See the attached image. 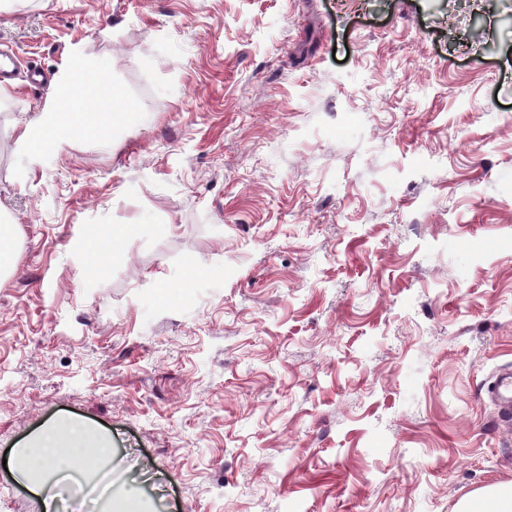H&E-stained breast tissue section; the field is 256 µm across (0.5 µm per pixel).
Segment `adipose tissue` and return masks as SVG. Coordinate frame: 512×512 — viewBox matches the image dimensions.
Returning a JSON list of instances; mask_svg holds the SVG:
<instances>
[{"mask_svg":"<svg viewBox=\"0 0 512 512\" xmlns=\"http://www.w3.org/2000/svg\"><path fill=\"white\" fill-rule=\"evenodd\" d=\"M87 71L75 68L68 72L65 82L72 91L68 111L53 106L44 112L38 126L25 127L18 137L20 147H29L40 133L48 131L57 139L83 133L82 113L89 104ZM112 459V443L97 438L82 423L59 419L48 425L27 447L18 449L8 463L13 478L42 497L45 512H54L64 471L79 477L98 475L101 467ZM454 512H512V487L490 484L462 498Z\"/></svg>","mask_w":512,"mask_h":512,"instance_id":"adipose-tissue-1","label":"adipose tissue"}]
</instances>
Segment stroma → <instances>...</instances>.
I'll list each match as a JSON object with an SVG mask.
<instances>
[{"label": "stroma", "instance_id": "1", "mask_svg": "<svg viewBox=\"0 0 512 512\" xmlns=\"http://www.w3.org/2000/svg\"><path fill=\"white\" fill-rule=\"evenodd\" d=\"M0 45L48 76L0 101V457L78 421L138 512L512 484V252L458 246L512 237V4L0 0ZM83 59L111 127L22 153ZM486 399L493 406L500 424L512 427V365H500L492 374L486 390Z\"/></svg>", "mask_w": 512, "mask_h": 512}]
</instances>
